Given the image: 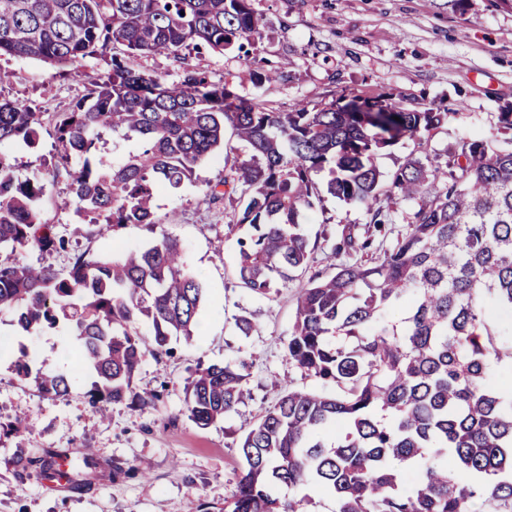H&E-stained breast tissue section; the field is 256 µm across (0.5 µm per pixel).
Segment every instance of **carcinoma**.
Listing matches in <instances>:
<instances>
[{
  "label": "carcinoma",
  "instance_id": "obj_1",
  "mask_svg": "<svg viewBox=\"0 0 512 512\" xmlns=\"http://www.w3.org/2000/svg\"><path fill=\"white\" fill-rule=\"evenodd\" d=\"M251 0H0V57L72 67L107 47L111 69L68 112L52 121L59 158L80 168L71 178L76 213L108 228L157 226L156 197L177 186L224 147L229 124L248 155L224 156L228 173L208 186L211 204L241 205L236 275L257 296L271 294L308 266L302 232L327 192L361 205L363 232L345 227L331 245L340 263L300 289L288 359L316 382L278 385L279 398L237 440L235 490L217 512H310L298 491L321 489L334 512H512V147L462 140L443 163L408 159L382 181L376 160L408 138L423 145L448 112L365 100L347 112L340 100L275 112L216 85L188 63V51H243L260 38ZM164 53L179 64L165 83L132 68L131 55ZM40 114L0 97V249L51 252L65 239L43 220L44 184L19 174L4 147L40 143ZM136 141L119 165L98 145ZM417 201L406 232L381 255L375 233L393 223L391 200ZM206 288L179 241L116 253L77 255L65 271L13 258L0 262V311L23 336L67 320L79 341L75 368L96 375L87 392L102 415L133 391L144 358L171 337L195 336ZM149 325L148 333L140 325ZM13 368L45 396L64 397L72 376ZM246 363L197 367L184 386L189 418L206 428L246 396ZM54 457L19 459L18 476L52 469ZM414 478L403 480L402 468Z\"/></svg>",
  "mask_w": 512,
  "mask_h": 512
}]
</instances>
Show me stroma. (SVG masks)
Listing matches in <instances>:
<instances>
[{
	"mask_svg": "<svg viewBox=\"0 0 512 512\" xmlns=\"http://www.w3.org/2000/svg\"><path fill=\"white\" fill-rule=\"evenodd\" d=\"M266 26L248 53H194L190 64L211 82L232 79L237 93L285 112L295 103L318 107L340 96L417 101L451 107L452 118L425 145L404 138L384 149L382 174L408 158L432 159L454 150L467 137L504 141L500 112L512 108V9L490 0H468L464 12H451L447 0H252ZM283 68L284 76L261 86L254 70ZM107 69L103 57H88L75 73L28 58L2 57L0 96L30 106L42 118L75 106ZM24 176L40 173L41 203L47 223L68 239L67 249L29 250L24 261L67 268L75 254L140 246L152 239L146 227L127 225L99 234L81 224L71 203V180L55 174L52 135L42 134L37 150L9 148ZM232 129L224 131V150L196 171L193 181L162 190L157 218L175 236L207 295L192 341L174 337L169 353L146 355L134 379L138 403L111 405L107 419L93 414L85 393L92 379L74 375L69 395L44 397L29 380L11 370L12 360L28 352L38 363L61 372L71 369L77 347L65 327L18 335L12 317L0 313V336L11 349L0 360V422L23 418L25 428L0 439V512H198L200 505L223 506L235 488L241 459V431L257 422L277 400L274 383L305 379L286 355L295 320L296 296L308 276L329 274L337 259L330 245L344 226L364 227L365 209L331 196L307 219L312 246L305 276L278 285L265 298L253 296L235 279L237 241L251 234L230 205L205 199L206 185L224 176L225 154L242 153ZM252 320L251 334L239 332L238 317ZM246 361L251 396L235 412L202 428L188 417L184 386L197 365ZM66 455L71 483L53 489L44 474L25 480L14 474L19 457ZM138 468L134 477H113L112 464Z\"/></svg>",
	"mask_w": 512,
	"mask_h": 512,
	"instance_id": "1",
	"label": "stroma"
}]
</instances>
